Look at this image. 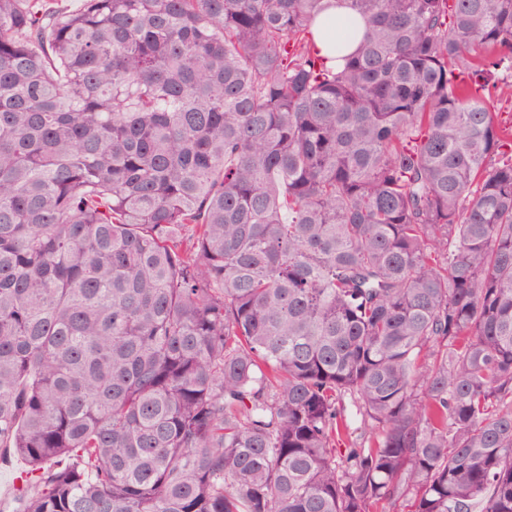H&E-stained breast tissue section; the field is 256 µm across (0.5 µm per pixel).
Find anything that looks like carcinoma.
<instances>
[{
	"label": "carcinoma",
	"mask_w": 512,
	"mask_h": 512,
	"mask_svg": "<svg viewBox=\"0 0 512 512\" xmlns=\"http://www.w3.org/2000/svg\"><path fill=\"white\" fill-rule=\"evenodd\" d=\"M504 92L512 0H0L15 512H512Z\"/></svg>",
	"instance_id": "cac0c4a2"
}]
</instances>
